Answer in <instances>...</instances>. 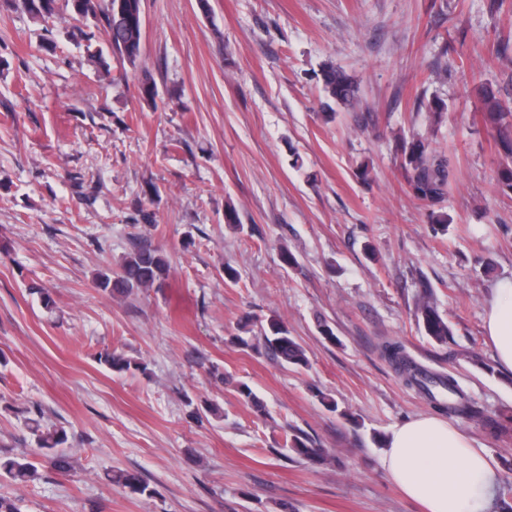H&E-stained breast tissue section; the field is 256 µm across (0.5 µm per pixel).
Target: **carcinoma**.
Segmentation results:
<instances>
[{"mask_svg":"<svg viewBox=\"0 0 512 512\" xmlns=\"http://www.w3.org/2000/svg\"><path fill=\"white\" fill-rule=\"evenodd\" d=\"M142 0H13V6L22 9L32 18L43 20L56 14L60 8L79 15L101 31L109 48L118 51L122 61L136 66L141 56L143 14ZM322 89L325 101L323 110L334 112V105L345 109L354 107L358 87L355 79L342 68L326 62L321 68ZM474 91L480 104L484 120L498 132V146L504 164L499 170V181L503 187L512 190V108L502 98L503 86L490 80L475 84ZM401 168L409 193L415 199L431 208L432 222L443 232L448 231L452 217L445 211L434 210L448 194L454 173L448 157L429 147L425 139L418 137L402 140L400 145ZM170 262L167 254L158 247L141 243L134 247L123 260L115 274H102L96 286L113 295L129 296L136 290H147L161 283L167 277ZM417 325L424 336L437 344H445L452 336L448 321L439 312L428 291H423L417 305ZM263 339L281 362L294 365H308L304 349L289 336L288 327L272 318L263 328ZM383 354L395 367L405 384L423 394L433 407L450 415L465 416L481 422L489 428L496 423L487 418L466 396L458 382L450 375L434 374L416 364L397 342L383 346ZM99 362L116 373L132 368L144 371L146 366L133 361L115 350L100 353ZM30 434L37 447L52 450L67 441L63 429H42L33 421ZM291 448L312 463L327 460L328 453L301 433L291 435ZM0 472L14 483H25L36 477V466L26 457L0 460ZM113 481L133 493L147 490L140 475L135 472H119Z\"/></svg>","mask_w":512,"mask_h":512,"instance_id":"1","label":"carcinoma"}]
</instances>
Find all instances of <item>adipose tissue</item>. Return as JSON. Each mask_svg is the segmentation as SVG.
<instances>
[{
  "instance_id": "1",
  "label": "adipose tissue",
  "mask_w": 512,
  "mask_h": 512,
  "mask_svg": "<svg viewBox=\"0 0 512 512\" xmlns=\"http://www.w3.org/2000/svg\"><path fill=\"white\" fill-rule=\"evenodd\" d=\"M486 334L512 372V280L492 290ZM381 463L390 480L424 512H493L500 475L492 460L442 417L422 415L396 426Z\"/></svg>"
}]
</instances>
